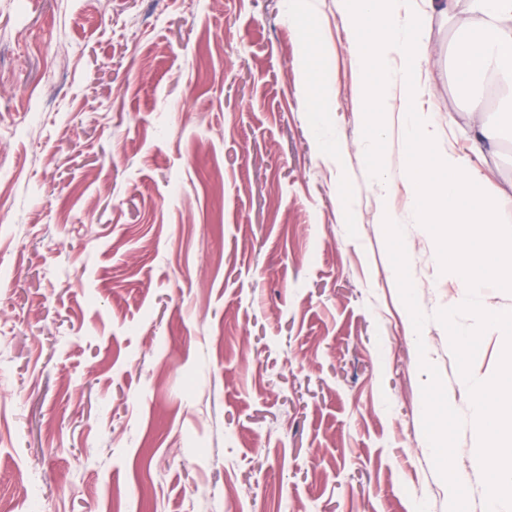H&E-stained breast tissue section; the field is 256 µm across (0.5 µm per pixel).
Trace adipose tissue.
Wrapping results in <instances>:
<instances>
[{
  "instance_id": "adipose-tissue-1",
  "label": "adipose tissue",
  "mask_w": 512,
  "mask_h": 512,
  "mask_svg": "<svg viewBox=\"0 0 512 512\" xmlns=\"http://www.w3.org/2000/svg\"><path fill=\"white\" fill-rule=\"evenodd\" d=\"M481 20L478 33L458 41L454 69L465 83L489 76L512 90V0H467Z\"/></svg>"
}]
</instances>
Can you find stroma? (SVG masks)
Here are the masks:
<instances>
[{
  "label": "stroma",
  "mask_w": 512,
  "mask_h": 512,
  "mask_svg": "<svg viewBox=\"0 0 512 512\" xmlns=\"http://www.w3.org/2000/svg\"><path fill=\"white\" fill-rule=\"evenodd\" d=\"M416 3L438 146L512 197V142L474 150L457 23ZM307 17L304 37L289 0H0V500L15 512H448L423 356L465 421L455 470L484 512L473 406L433 319L467 290L416 222L397 113L393 184L375 190L337 0Z\"/></svg>",
  "instance_id": "1"
}]
</instances>
